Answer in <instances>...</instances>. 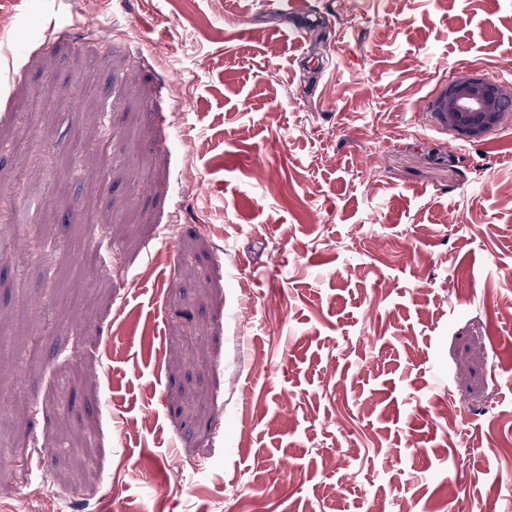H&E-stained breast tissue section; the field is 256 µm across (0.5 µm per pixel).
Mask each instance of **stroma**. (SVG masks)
Instances as JSON below:
<instances>
[{
  "instance_id": "stroma-1",
  "label": "stroma",
  "mask_w": 512,
  "mask_h": 512,
  "mask_svg": "<svg viewBox=\"0 0 512 512\" xmlns=\"http://www.w3.org/2000/svg\"><path fill=\"white\" fill-rule=\"evenodd\" d=\"M191 2L0 0V512H512V0ZM440 95L425 102L423 110L433 112L440 125H445L469 139L483 137L500 125L506 112L509 115L512 112L510 108L505 112V103H512V93H507L497 84L482 78L457 79L448 85L443 96ZM435 112H438L444 125L437 119Z\"/></svg>"
}]
</instances>
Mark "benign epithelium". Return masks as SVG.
<instances>
[{
  "instance_id": "1",
  "label": "benign epithelium",
  "mask_w": 512,
  "mask_h": 512,
  "mask_svg": "<svg viewBox=\"0 0 512 512\" xmlns=\"http://www.w3.org/2000/svg\"><path fill=\"white\" fill-rule=\"evenodd\" d=\"M512 93L482 78H460L445 90L438 115L448 129L469 139H479L498 127L505 115V103Z\"/></svg>"
}]
</instances>
